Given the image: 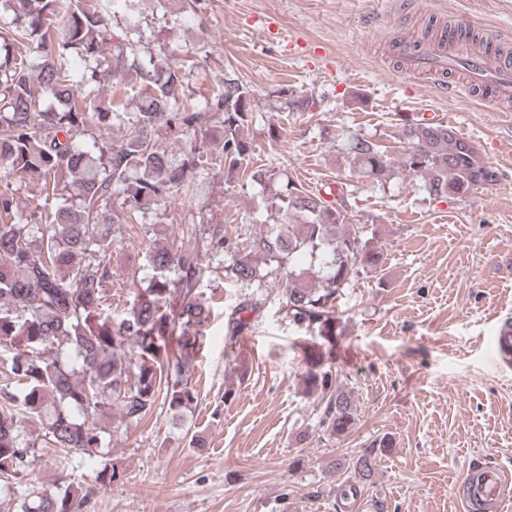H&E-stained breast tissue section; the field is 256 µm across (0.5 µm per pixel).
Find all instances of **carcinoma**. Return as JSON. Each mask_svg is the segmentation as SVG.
<instances>
[{
	"label": "carcinoma",
	"instance_id": "obj_1",
	"mask_svg": "<svg viewBox=\"0 0 512 512\" xmlns=\"http://www.w3.org/2000/svg\"><path fill=\"white\" fill-rule=\"evenodd\" d=\"M139 0H0L14 14L0 24V482L22 481L45 448L71 465L110 446L100 421L121 413L124 429L158 405L173 422L197 400L188 355L210 320L206 289L230 279L244 290L226 336L234 342L281 288L280 307L297 328L318 338L299 388L317 400L318 426L340 438L358 406L335 367L336 302L360 272L378 270L383 251L349 222L344 187L336 199L305 190L258 165L246 130L252 94L226 78L201 111L179 99L181 68L145 66L130 40L115 32L118 7L135 14ZM135 76V110L97 94L118 74ZM114 145L95 133L115 125ZM208 139L175 158L159 132ZM400 160L353 136L347 150L358 176L381 182L394 164L426 179L434 199L461 197L496 181L478 147L441 122L405 121ZM224 163V183L272 188L271 222L259 233L230 234L222 224L182 232L180 245L148 253L150 276L130 305L112 312V243L139 216L209 181V155ZM33 184L29 213L19 212L11 181ZM124 195L121 210L115 195ZM53 349L56 355L45 356ZM392 441L382 438L336 469L369 484ZM79 488L30 491L16 512H79Z\"/></svg>",
	"mask_w": 512,
	"mask_h": 512
}]
</instances>
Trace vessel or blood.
<instances>
[{
	"mask_svg": "<svg viewBox=\"0 0 512 512\" xmlns=\"http://www.w3.org/2000/svg\"><path fill=\"white\" fill-rule=\"evenodd\" d=\"M403 72L428 77L444 94L485 93L487 103L499 111L512 110V48L496 57L445 47L433 41L414 45L405 41L400 60ZM465 512H502L512 500V479L499 467L470 468L458 485Z\"/></svg>",
	"mask_w": 512,
	"mask_h": 512,
	"instance_id": "obj_1",
	"label": "vessel or blood"
}]
</instances>
